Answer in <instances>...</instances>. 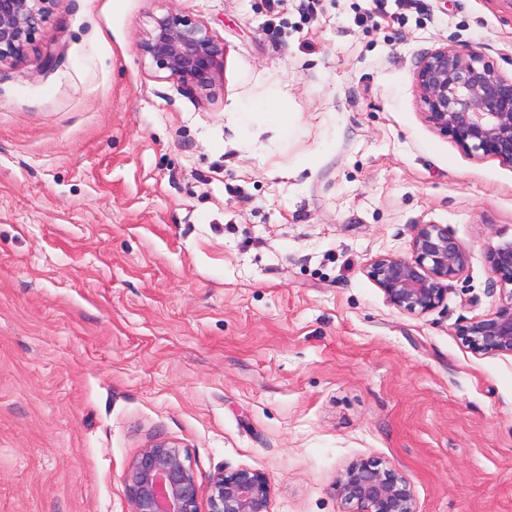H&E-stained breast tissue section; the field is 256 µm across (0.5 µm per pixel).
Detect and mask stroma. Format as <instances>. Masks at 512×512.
I'll return each mask as SVG.
<instances>
[{"label":"stroma","mask_w":512,"mask_h":512,"mask_svg":"<svg viewBox=\"0 0 512 512\" xmlns=\"http://www.w3.org/2000/svg\"><path fill=\"white\" fill-rule=\"evenodd\" d=\"M170 12L224 46L209 93L141 54ZM442 45L511 76L512 0H52L0 66V512H130L157 439L271 512H348L361 459L417 512H512V355L460 335L508 296L512 166L426 122ZM420 224L468 264L413 316L363 269ZM490 273L501 286H512V241L490 250L487 256ZM273 494L274 484L264 472L222 471L210 481L207 512H270Z\"/></svg>","instance_id":"35a3bbf8"}]
</instances>
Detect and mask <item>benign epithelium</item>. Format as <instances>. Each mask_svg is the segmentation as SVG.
<instances>
[{
  "mask_svg": "<svg viewBox=\"0 0 512 512\" xmlns=\"http://www.w3.org/2000/svg\"><path fill=\"white\" fill-rule=\"evenodd\" d=\"M52 0H0V64L23 59ZM143 56L190 90L207 91L224 65V46L202 23L178 13L153 19L139 44ZM426 121L465 153L512 165V76L500 73L478 52L462 54L446 45L428 52L414 74ZM490 273L512 286V241L490 250ZM467 264L463 246L439 224L417 226L411 256L386 254L364 273L401 312L422 316L446 299L444 282ZM476 354H512V291L495 311L462 330ZM131 512H201L200 488L178 443L157 440L141 449L125 471ZM352 512H417L409 482L379 461L361 459L334 482ZM274 484L264 472L240 468L213 476L208 512H270Z\"/></svg>",
  "mask_w": 512,
  "mask_h": 512,
  "instance_id": "7a95c632",
  "label": "benign epithelium"
}]
</instances>
